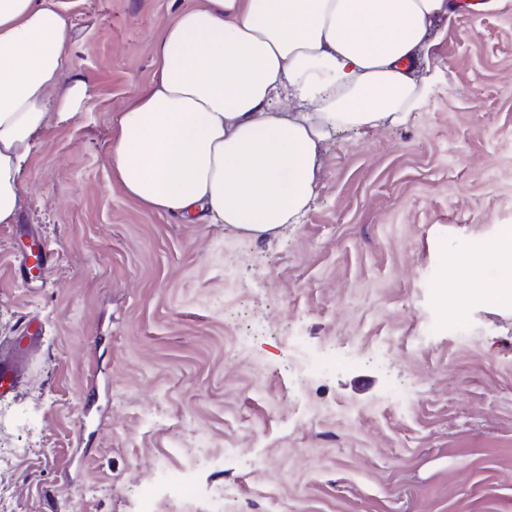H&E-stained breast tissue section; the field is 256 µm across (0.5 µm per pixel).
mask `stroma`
Listing matches in <instances>:
<instances>
[{
	"mask_svg": "<svg viewBox=\"0 0 512 512\" xmlns=\"http://www.w3.org/2000/svg\"><path fill=\"white\" fill-rule=\"evenodd\" d=\"M73 2L89 93L51 114L0 224L14 512H140L144 489L167 512L185 469L194 512H512V306L456 303L454 263L512 226V0L437 19L420 107L337 134L269 240L145 211L112 179L115 117L195 0Z\"/></svg>",
	"mask_w": 512,
	"mask_h": 512,
	"instance_id": "35a3bbf8",
	"label": "stroma"
}]
</instances>
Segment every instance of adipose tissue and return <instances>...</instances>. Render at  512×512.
I'll return each mask as SVG.
<instances>
[{"label": "adipose tissue", "instance_id": "obj_1", "mask_svg": "<svg viewBox=\"0 0 512 512\" xmlns=\"http://www.w3.org/2000/svg\"><path fill=\"white\" fill-rule=\"evenodd\" d=\"M446 0H198L164 26L147 92L117 115L110 163L145 210L241 236L297 223L336 133L397 123L426 87L416 76ZM71 0H0V224L14 223L50 113L87 96L72 66ZM512 229L464 253L473 296L512 302Z\"/></svg>", "mask_w": 512, "mask_h": 512}]
</instances>
